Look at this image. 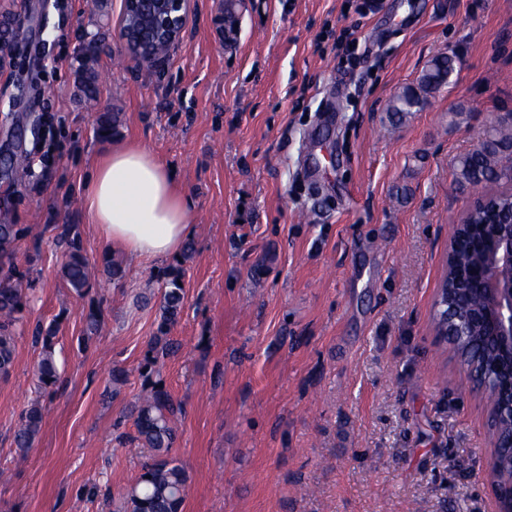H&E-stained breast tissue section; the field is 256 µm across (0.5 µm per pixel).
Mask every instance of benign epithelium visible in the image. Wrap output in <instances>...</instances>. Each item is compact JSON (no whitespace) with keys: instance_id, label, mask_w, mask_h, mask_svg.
<instances>
[{"instance_id":"benign-epithelium-1","label":"benign epithelium","mask_w":512,"mask_h":512,"mask_svg":"<svg viewBox=\"0 0 512 512\" xmlns=\"http://www.w3.org/2000/svg\"><path fill=\"white\" fill-rule=\"evenodd\" d=\"M190 10V0H124L121 38L127 49L147 67L159 63L151 46L130 41L129 33L140 30L153 43L174 45L182 36ZM495 195L477 198L468 207L463 221L454 226L448 242V263L456 265L457 242L466 239L476 262L470 266V278L455 280L457 288H442L438 295L439 316L450 323V335L464 338L470 331L480 333L484 341L481 356L461 357L468 378L482 393L494 390L487 406L493 430L491 447L512 448V224H489L482 219L493 208ZM468 295L477 304L466 314L456 313L455 294ZM485 481L498 499L497 512H512V467L493 460Z\"/></svg>"}]
</instances>
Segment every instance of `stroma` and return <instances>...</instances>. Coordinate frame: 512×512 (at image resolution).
I'll return each instance as SVG.
<instances>
[{"instance_id": "obj_1", "label": "stroma", "mask_w": 512, "mask_h": 512, "mask_svg": "<svg viewBox=\"0 0 512 512\" xmlns=\"http://www.w3.org/2000/svg\"><path fill=\"white\" fill-rule=\"evenodd\" d=\"M364 2L192 0L156 71L119 37L124 0H0V157L30 165L0 175V224L20 230L25 317L55 325L62 376L38 389L41 348L21 333L0 378V512H114L140 472L126 411L172 267L185 309L160 378L183 405V512H493L486 399L433 318L453 225L512 187L454 175L512 113V0ZM451 50L448 86L392 123V95ZM117 144L152 149L194 198L192 252L133 263L88 223L87 176ZM61 224L89 261L82 298L61 272ZM116 367L127 381L112 397ZM34 402L43 424L21 456ZM43 422L42 408L39 403H33L22 411L14 441L17 448L24 452L30 448L38 436Z\"/></svg>"}]
</instances>
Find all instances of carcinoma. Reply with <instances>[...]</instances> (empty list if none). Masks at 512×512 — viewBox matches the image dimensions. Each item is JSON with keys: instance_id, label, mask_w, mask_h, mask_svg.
I'll return each mask as SVG.
<instances>
[{"instance_id": "carcinoma-1", "label": "carcinoma", "mask_w": 512, "mask_h": 512, "mask_svg": "<svg viewBox=\"0 0 512 512\" xmlns=\"http://www.w3.org/2000/svg\"><path fill=\"white\" fill-rule=\"evenodd\" d=\"M456 54H440L432 58L416 82L406 86L389 101L387 111L403 119L420 111L436 92L449 83L455 72ZM512 148V124L491 128L481 146L458 157L455 166L456 181L477 186L507 179L508 169L501 165L502 151ZM18 230L13 224H0V377L9 375L15 355L16 328L23 321L33 289L28 287L25 274L13 262V246ZM67 245L63 277L74 292L83 297L89 293V263L83 255L74 227L61 233ZM181 276L167 273L166 287L160 302L158 335L149 343L140 375L152 383L150 393L137 399L128 417L133 419L136 440L151 454L141 462L137 480L120 498V512H181L189 474L183 464L171 455L176 441V426L181 405L158 383L152 381L159 372L161 359L170 356L175 346L168 339L170 327L177 321L184 304V288L178 285ZM100 307H90L84 341L98 332L101 326ZM33 339L41 345L42 355L37 367V379L42 390L57 386L60 375L56 360L53 326H37ZM43 422L42 408L33 403L22 411L14 441L20 450L33 444Z\"/></svg>"}]
</instances>
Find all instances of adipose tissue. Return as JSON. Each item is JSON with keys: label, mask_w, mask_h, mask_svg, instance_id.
I'll list each match as a JSON object with an SVG mask.
<instances>
[{"label": "adipose tissue", "mask_w": 512, "mask_h": 512, "mask_svg": "<svg viewBox=\"0 0 512 512\" xmlns=\"http://www.w3.org/2000/svg\"><path fill=\"white\" fill-rule=\"evenodd\" d=\"M86 190L89 223L130 260L176 255L193 233L194 200L148 147L112 148L91 171Z\"/></svg>", "instance_id": "obj_1"}]
</instances>
